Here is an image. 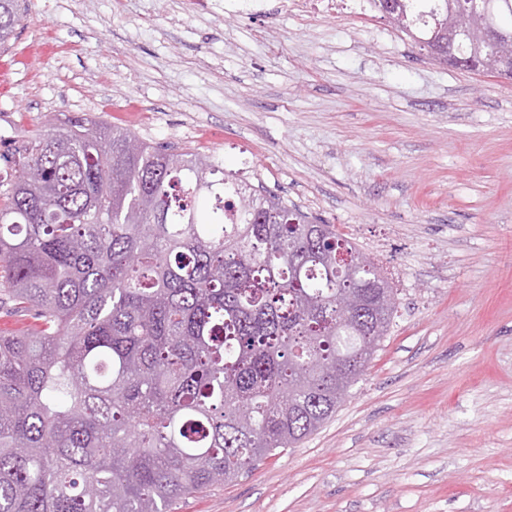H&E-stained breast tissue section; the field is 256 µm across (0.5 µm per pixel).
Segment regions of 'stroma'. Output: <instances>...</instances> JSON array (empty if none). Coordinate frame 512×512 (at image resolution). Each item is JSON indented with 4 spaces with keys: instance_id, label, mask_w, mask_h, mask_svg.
I'll list each match as a JSON object with an SVG mask.
<instances>
[{
    "instance_id": "stroma-1",
    "label": "stroma",
    "mask_w": 512,
    "mask_h": 512,
    "mask_svg": "<svg viewBox=\"0 0 512 512\" xmlns=\"http://www.w3.org/2000/svg\"><path fill=\"white\" fill-rule=\"evenodd\" d=\"M0 171L86 113L334 225L398 293L335 414L173 512H512V80L428 58L373 10L19 0Z\"/></svg>"
}]
</instances>
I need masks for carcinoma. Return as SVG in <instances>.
Returning <instances> with one entry per match:
<instances>
[{
  "label": "carcinoma",
  "instance_id": "carcinoma-1",
  "mask_svg": "<svg viewBox=\"0 0 512 512\" xmlns=\"http://www.w3.org/2000/svg\"><path fill=\"white\" fill-rule=\"evenodd\" d=\"M413 41L447 39L449 9ZM512 31V0H498ZM18 0H0V45ZM0 175V512H171L336 412L396 294L331 224L224 169L66 115ZM11 303L0 309V330L3 332H23L30 329L34 324V320L30 316L19 314H9L7 309Z\"/></svg>",
  "mask_w": 512,
  "mask_h": 512
}]
</instances>
